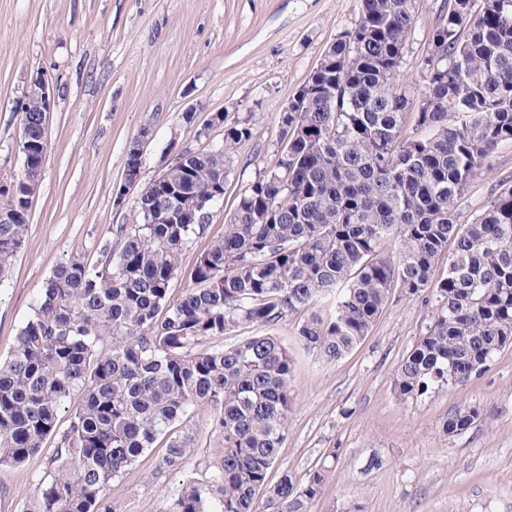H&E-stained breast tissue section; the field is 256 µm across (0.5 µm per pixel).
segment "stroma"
<instances>
[{
  "label": "stroma",
  "instance_id": "1",
  "mask_svg": "<svg viewBox=\"0 0 512 512\" xmlns=\"http://www.w3.org/2000/svg\"><path fill=\"white\" fill-rule=\"evenodd\" d=\"M448 0H417L403 74L414 125L430 34ZM362 0H0V179L20 168L23 115L15 108L30 71L51 79L56 106L40 187L29 208L22 250L0 287V357L13 346L45 280L68 257L100 259L113 225L134 221L136 191H124L126 153L143 127L141 180L156 178L170 149L223 143L226 122L250 119L253 138L230 155L224 205L180 256L171 286L180 295L198 257L224 235L236 198L273 155L278 117L326 49L360 17ZM193 111L192 121L182 115ZM512 186V147L499 148L471 183L465 217L483 211ZM431 317L419 299L395 298L367 338L328 362L295 340L298 318L275 335L292 349L288 436L269 473L305 484L329 461L332 476L312 512H340L347 497L363 512H512V347L477 380L401 401L394 378ZM482 416L465 433L444 436L440 423L464 405ZM194 438L185 473L155 474L143 456L111 497L120 512H163L185 475L200 476L214 442L209 409L177 428ZM56 445L48 437L22 466L0 467V512H21L35 493Z\"/></svg>",
  "mask_w": 512,
  "mask_h": 512
}]
</instances>
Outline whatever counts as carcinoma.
Masks as SVG:
<instances>
[{
    "mask_svg": "<svg viewBox=\"0 0 512 512\" xmlns=\"http://www.w3.org/2000/svg\"><path fill=\"white\" fill-rule=\"evenodd\" d=\"M415 3L363 0L300 86L302 111L280 113L274 158L197 260L193 287L171 295L182 250L217 213L226 159L253 136L247 119L224 126L223 144L166 162L136 197L135 222L103 241L99 266L73 255L46 279L0 359V466L27 463L57 437L23 512H120L110 485L145 453L163 448L158 475L185 470L193 441L172 430L198 408L212 412L214 448L204 476L187 477L163 512H312L326 463L302 486L286 472L268 480L294 403L290 352L270 332L287 317H302L304 348L335 361L393 296L425 299L431 322L394 379L404 401L480 378L512 346V187L470 221L459 210L491 155L512 146V0H448L410 134L402 66ZM148 136L142 129L126 154L134 173ZM20 155L0 184V284L46 157L38 112L24 115ZM322 301L333 315L313 310ZM242 325L253 334L205 347ZM479 417L465 405L442 433Z\"/></svg>",
    "mask_w": 512,
    "mask_h": 512,
    "instance_id": "cac0c4a2",
    "label": "carcinoma"
}]
</instances>
